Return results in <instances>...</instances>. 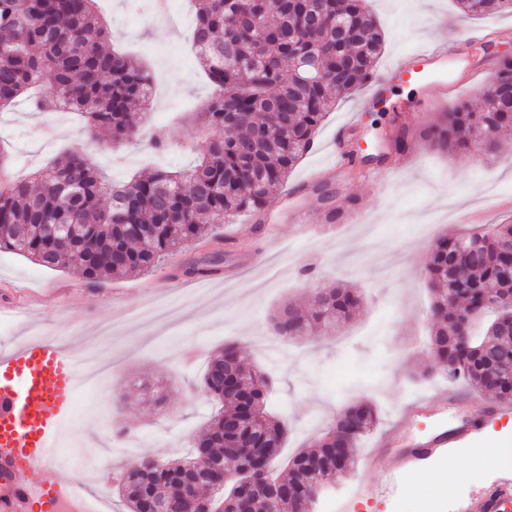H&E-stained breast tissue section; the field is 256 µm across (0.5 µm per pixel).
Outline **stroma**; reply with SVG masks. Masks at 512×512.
<instances>
[{
    "label": "stroma",
    "instance_id": "1",
    "mask_svg": "<svg viewBox=\"0 0 512 512\" xmlns=\"http://www.w3.org/2000/svg\"><path fill=\"white\" fill-rule=\"evenodd\" d=\"M366 5L387 34L374 68L385 93L364 110L363 89L337 97L313 147L275 189L278 197L292 193L303 223L270 224L244 212L231 223L208 225L200 240L151 273L94 284L75 267L51 270L0 252V306L23 305L47 340L113 359L78 387L75 414L52 461L64 484L84 486L102 500V512H125L120 475L148 459L182 458L217 412L201 380L209 355L226 341L237 343L243 363L268 371L274 381L270 408L288 420L284 460L314 447L346 405L370 402L383 427L407 404L448 385L441 373L428 381L420 377L433 362L425 268L437 236L512 217V132L495 156L448 155L420 135L447 104L433 93L425 111H406L421 89L392 67L424 43L449 44L497 27L501 35L487 52L470 51L476 74L455 93L456 101L480 107L497 63L512 56V15L475 18L457 0ZM97 11L112 34V49L157 81L139 131L132 142L116 144L110 132L90 131L76 113L38 114L19 104L0 112V148L9 152L16 173L32 172L73 146L115 180L146 167L194 163L199 134L190 115L211 90L192 47L187 0H172L167 20L138 18L131 0H97ZM350 118L357 154L388 152L396 175L379 178L375 165L360 175L346 166L331 169L327 146ZM403 132L408 146L394 150ZM160 135L171 145L168 153L152 147ZM313 174L317 182L308 183ZM334 209L345 211V218H331ZM216 250L223 259L215 274L178 275V268ZM337 283L359 292V316L333 336L277 337L273 318L285 305L306 306L312 291ZM511 422L512 411L500 414L430 458L408 461L398 488L386 495L377 490L380 468L354 465L317 510L338 512L344 500L349 512H421L440 486L444 494L435 512H465L491 488L512 487V467L488 469L473 454ZM453 466L468 470V477L452 479Z\"/></svg>",
    "mask_w": 512,
    "mask_h": 512
}]
</instances>
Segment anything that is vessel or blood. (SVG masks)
I'll return each instance as SVG.
<instances>
[{
	"instance_id": "obj_1",
	"label": "vessel or blood",
	"mask_w": 512,
	"mask_h": 512,
	"mask_svg": "<svg viewBox=\"0 0 512 512\" xmlns=\"http://www.w3.org/2000/svg\"><path fill=\"white\" fill-rule=\"evenodd\" d=\"M466 55L465 44H433L407 55L396 68L422 89L450 99L463 80L458 74L449 77L448 69L465 70ZM79 361L78 352L40 337L0 349V463L11 476L8 488L0 491V512H91L88 500L74 495L49 463L72 410ZM504 409L498 400L476 402L463 392L441 390L414 403L368 456L376 458L385 446L406 440L415 418L438 421L428 435L407 440L411 451L420 454L466 438L474 420Z\"/></svg>"
}]
</instances>
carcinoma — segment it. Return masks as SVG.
Returning a JSON list of instances; mask_svg holds the SVG:
<instances>
[{
	"instance_id": "carcinoma-1",
	"label": "carcinoma",
	"mask_w": 512,
	"mask_h": 512,
	"mask_svg": "<svg viewBox=\"0 0 512 512\" xmlns=\"http://www.w3.org/2000/svg\"><path fill=\"white\" fill-rule=\"evenodd\" d=\"M192 41L204 63L213 95L196 113L203 133L198 163L171 171L153 167L114 183L72 151L52 165L15 178L9 153L0 150V250L28 257L46 268L73 264L92 282L107 276L148 272L166 256L192 245L203 218L222 224L241 212L261 215L271 194L313 143L332 108L373 75L384 33L364 0H194ZM480 16L489 10L512 14V0H458ZM95 0H0V110L25 95L36 112L62 106L83 114L93 127L116 140L135 134L150 100L151 76L104 47L107 27L94 13ZM314 60L307 67L304 61ZM51 77L39 97L31 87ZM492 87L496 99L476 111L467 104L448 108L421 136L452 156L464 157L489 132L512 129V60H503ZM477 258L431 253L427 274L433 292L430 345L434 364L421 377L441 370L479 391L512 401V379L496 373L512 363V330L496 317L484 328L460 333L454 315L486 294L512 302V282L500 276L502 240L512 237V220L477 227ZM361 304L348 288H319L307 312L291 306L280 317L297 335L313 328L333 332ZM236 356L227 342L204 373L206 390L221 403L198 435L194 451L179 461L149 459L128 471L119 493L129 512H146L153 499L171 512H220L232 485L225 473L247 467L253 482V512H296L333 488L337 464L348 468L355 448L376 424L375 410L359 402L342 409L362 426L352 435L332 424L314 449L287 462L288 476L273 474L287 434L286 421L266 411L269 375L242 363L227 379L211 369Z\"/></svg>"
}]
</instances>
